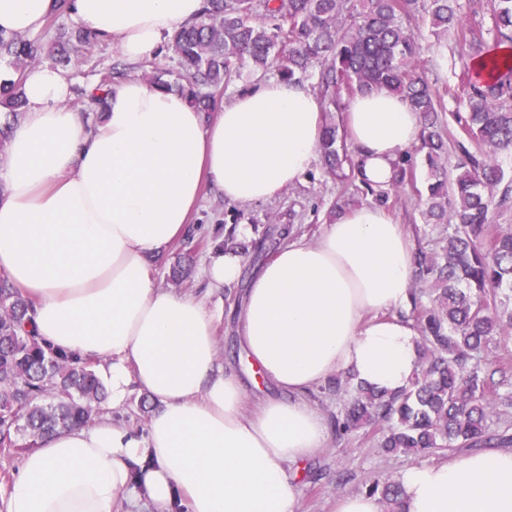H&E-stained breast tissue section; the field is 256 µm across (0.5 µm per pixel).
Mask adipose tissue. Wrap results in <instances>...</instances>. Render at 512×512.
<instances>
[{
    "label": "adipose tissue",
    "mask_w": 512,
    "mask_h": 512,
    "mask_svg": "<svg viewBox=\"0 0 512 512\" xmlns=\"http://www.w3.org/2000/svg\"><path fill=\"white\" fill-rule=\"evenodd\" d=\"M203 6L67 0L66 12L135 64L162 53ZM56 8L0 0V32H35ZM23 87L26 112L0 157V271L33 301L35 335L96 360L112 401L93 423L24 454L6 512H299V467L328 438L310 391L347 373L394 393L417 368V335L397 315L414 284L408 232L364 205L250 273L234 252L210 254V286L249 283L238 339L274 393L247 411L245 380L219 353L214 311L158 285L149 258L185 236L202 189L255 204L299 181L320 153L319 98L296 82L261 80L207 115L131 75L91 129L68 108L60 69L30 68ZM344 125L365 178L380 186L421 132L418 112L383 89L351 98ZM369 313L377 321L364 323ZM136 391L154 405L141 432L112 417ZM401 487L404 512H512V450L414 465Z\"/></svg>",
    "instance_id": "adipose-tissue-1"
}]
</instances>
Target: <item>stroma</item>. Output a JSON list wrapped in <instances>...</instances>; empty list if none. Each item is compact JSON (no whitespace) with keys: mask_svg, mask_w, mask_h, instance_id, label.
Returning a JSON list of instances; mask_svg holds the SVG:
<instances>
[{"mask_svg":"<svg viewBox=\"0 0 512 512\" xmlns=\"http://www.w3.org/2000/svg\"><path fill=\"white\" fill-rule=\"evenodd\" d=\"M412 27L418 37L419 56L428 82L445 93V113H465L466 93L462 77L470 66L455 40H437L422 19ZM427 178L424 165H417L412 185L406 186L397 205L390 213L397 223L407 227L414 245H423L425 225L417 193ZM339 184L326 180L321 164H314L301 182L289 187L277 199L258 204H230L213 196H204L198 213L190 226L191 241L172 244L160 257L151 262V273L157 284H165L172 269H190L191 277L182 292L205 300L218 312L217 334L223 347L225 363L246 371L245 355L236 341L237 310L230 289L211 288L203 276V267L210 250L223 246L224 227L228 224H247L253 237H261L269 220L301 227L306 240H315L321 233L326 216L341 195ZM409 459L388 455L364 435L331 436L328 448L323 449L303 469L299 480L301 512H336V501L347 493L361 492L375 478L400 479L410 467Z\"/></svg>","mask_w":512,"mask_h":512,"instance_id":"1","label":"stroma"}]
</instances>
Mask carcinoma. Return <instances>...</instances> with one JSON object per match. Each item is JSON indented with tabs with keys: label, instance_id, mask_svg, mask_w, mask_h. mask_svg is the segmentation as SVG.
Masks as SVG:
<instances>
[{
	"label": "carcinoma",
	"instance_id": "cac0c4a2",
	"mask_svg": "<svg viewBox=\"0 0 512 512\" xmlns=\"http://www.w3.org/2000/svg\"><path fill=\"white\" fill-rule=\"evenodd\" d=\"M495 45L512 44V0H487ZM423 13L432 33L452 31L472 57L489 52L459 15L458 0H205L201 14L173 37L174 71L161 72L146 60L136 66L113 58L100 79L82 91L84 112H101L112 86L138 69L150 84L177 89L208 112L215 93L237 80L274 71L303 82L315 69L312 89L325 107L320 153L323 174L346 185L344 194L382 207L399 201L415 179L407 151L395 162L387 188L359 177L346 134L336 115L346 100L373 89L401 96L420 114L418 151L429 170L423 218L446 225L437 249L417 254L410 313L420 360L408 387L383 394L337 374L322 390L344 400L332 416L338 436L363 432L382 452L419 457L454 447L512 446V435L491 429L493 416L512 407V363L492 367L484 353L512 334V229L493 224V209L512 202V172L501 156L512 153V61L488 56L481 74L467 71V105L457 141L461 159L448 177L446 123L441 95L419 64L410 18ZM54 66L86 62L94 38L48 20ZM40 39L0 36V61L16 77L0 82V107L14 118L25 109L22 78L42 62ZM292 226L267 228L253 249L237 241V228L224 247L256 261L265 240L280 242ZM32 303L0 278V446L29 452L51 433L92 423L103 412L106 388L97 362L53 351L22 331ZM365 492L385 512H402L401 485L373 480Z\"/></svg>",
	"mask_w": 512,
	"mask_h": 512
}]
</instances>
